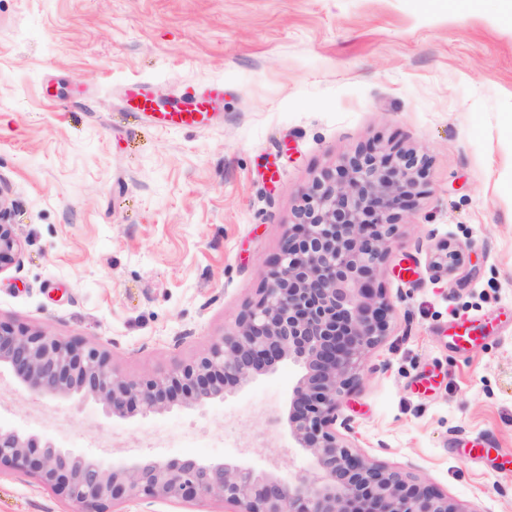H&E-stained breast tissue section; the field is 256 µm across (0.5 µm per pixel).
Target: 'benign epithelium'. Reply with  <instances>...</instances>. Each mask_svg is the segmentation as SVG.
Returning <instances> with one entry per match:
<instances>
[{
	"mask_svg": "<svg viewBox=\"0 0 512 512\" xmlns=\"http://www.w3.org/2000/svg\"><path fill=\"white\" fill-rule=\"evenodd\" d=\"M426 158L372 144L316 177L305 205L269 261L258 299L202 356L168 376L128 380L109 354L44 330L0 321V370L45 397H78L109 417L162 414L175 406L222 402L288 360L299 375L288 399V434L309 470L285 481L272 471L231 461L134 459L113 464L0 425V471L22 470L78 506L114 512L141 494L154 501L214 500L230 512H476L437 487L374 462L337 427L344 399L361 379L370 349L382 341L393 308L378 284L396 226L425 175ZM0 188V272L22 243ZM443 244L430 256L436 272L461 265Z\"/></svg>",
	"mask_w": 512,
	"mask_h": 512,
	"instance_id": "obj_1",
	"label": "benign epithelium"
}]
</instances>
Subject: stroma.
<instances>
[{
  "mask_svg": "<svg viewBox=\"0 0 512 512\" xmlns=\"http://www.w3.org/2000/svg\"><path fill=\"white\" fill-rule=\"evenodd\" d=\"M218 84L206 126L136 118L130 84ZM428 167L380 282L387 336L345 399L361 453L474 512H512V20L495 0H0V185L23 242L0 320L108 353L143 381L205 353L262 288L304 189L357 148ZM447 242L463 264L429 267ZM480 342L458 349L459 319ZM281 362L224 402L129 418L0 373V424L112 462L309 467ZM489 444L469 457L473 439ZM0 512H75L0 473Z\"/></svg>",
  "mask_w": 512,
  "mask_h": 512,
  "instance_id": "1",
  "label": "stroma"
}]
</instances>
